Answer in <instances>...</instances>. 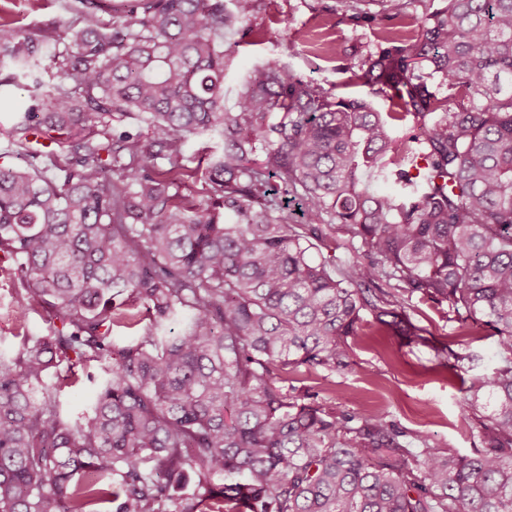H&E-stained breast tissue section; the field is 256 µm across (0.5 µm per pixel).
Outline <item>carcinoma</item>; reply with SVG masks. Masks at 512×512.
I'll use <instances>...</instances> for the list:
<instances>
[{
	"instance_id": "carcinoma-1",
	"label": "carcinoma",
	"mask_w": 512,
	"mask_h": 512,
	"mask_svg": "<svg viewBox=\"0 0 512 512\" xmlns=\"http://www.w3.org/2000/svg\"><path fill=\"white\" fill-rule=\"evenodd\" d=\"M253 2L122 0L112 21L69 0L63 30L0 15V97L31 92L0 131L27 159L0 165V253L19 315L61 322L0 352V512H512V0H448L361 66L423 121L421 166L393 113L275 64L225 108L224 31ZM381 2L388 21L409 4ZM203 135L221 144L186 158ZM338 229L362 249L340 272ZM415 294L505 352L462 403H494L469 454L288 390L348 366L361 307L403 321ZM87 362L92 410L64 418L59 372ZM433 66L428 63L425 65L422 70L424 79L427 82L429 90L436 95L437 98L445 101L448 108H453L455 106V89L448 87V83L444 82L437 74L430 75L432 73ZM430 75V76H429Z\"/></svg>"
}]
</instances>
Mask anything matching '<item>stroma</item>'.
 I'll return each instance as SVG.
<instances>
[{
    "mask_svg": "<svg viewBox=\"0 0 512 512\" xmlns=\"http://www.w3.org/2000/svg\"><path fill=\"white\" fill-rule=\"evenodd\" d=\"M1 7L9 20L25 27L69 20L60 0H6ZM361 9L367 18L355 22L339 0H255L250 16L224 35L225 106L233 107L243 78L254 66L274 62L304 81L365 98L378 111H394L389 96L353 76L365 59L381 50L388 27L380 0H363ZM309 31L329 32L338 48L336 58L313 55L304 41ZM406 310L419 338L395 334L379 323L373 310L362 309L357 331L345 339L347 367L302 369L291 374L290 383L298 394L336 412L390 420L407 441L426 435L444 447L471 452L480 441L460 404L474 377L492 375L501 350L489 333L459 335L453 314L419 298H411ZM48 327L42 314L18 317L12 265L0 264V350L11 351L23 337L44 335ZM441 349L472 354V370L443 368L437 356ZM96 369L93 362L76 367V382L63 383V416L75 418L89 410L97 386L85 374Z\"/></svg>",
    "mask_w": 512,
    "mask_h": 512,
    "instance_id": "obj_1",
    "label": "stroma"
}]
</instances>
